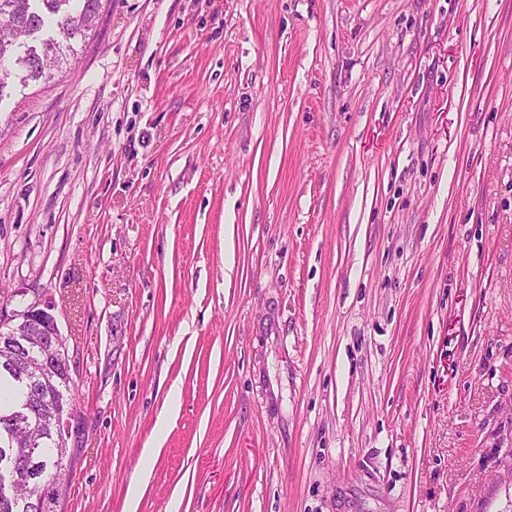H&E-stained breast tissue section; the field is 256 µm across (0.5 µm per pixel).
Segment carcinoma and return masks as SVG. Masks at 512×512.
Instances as JSON below:
<instances>
[{
  "mask_svg": "<svg viewBox=\"0 0 512 512\" xmlns=\"http://www.w3.org/2000/svg\"><path fill=\"white\" fill-rule=\"evenodd\" d=\"M102 8V0H0V23L7 28L0 33V62H11V68L0 74V100L14 78L23 83L38 82L51 71L61 70L68 62L64 50L74 51L75 42L91 35ZM15 25L25 28L30 38L47 29L51 34L19 54ZM11 352L12 344L0 339V460L6 455L28 459L43 475V482L19 491L12 506H0V512H36L35 501L40 496L50 494L66 499L64 474L78 459L80 449L68 447V438L51 430L44 434L42 447L34 456L20 446L9 447V436L25 426V417L17 414L18 406L31 395L30 382L25 377L4 369ZM57 374L51 401L43 405L42 413L71 415L76 407L71 380L62 369Z\"/></svg>",
  "mask_w": 512,
  "mask_h": 512,
  "instance_id": "cac0c4a2",
  "label": "carcinoma"
}]
</instances>
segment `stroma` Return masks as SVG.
Returning <instances> with one entry per match:
<instances>
[{
	"label": "stroma",
	"mask_w": 512,
	"mask_h": 512,
	"mask_svg": "<svg viewBox=\"0 0 512 512\" xmlns=\"http://www.w3.org/2000/svg\"><path fill=\"white\" fill-rule=\"evenodd\" d=\"M38 300L64 512H512V0H112L0 99ZM57 381L55 388L52 389L51 401L43 404L41 414L54 415L63 412L64 414H73L76 402L72 394L71 380L67 373L61 368L57 370Z\"/></svg>",
	"instance_id": "obj_1"
}]
</instances>
